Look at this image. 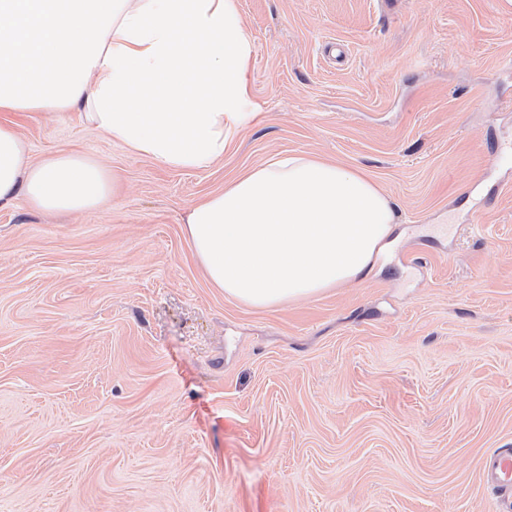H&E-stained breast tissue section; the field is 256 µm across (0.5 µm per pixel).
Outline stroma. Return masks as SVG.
<instances>
[{
	"label": "stroma",
	"mask_w": 512,
	"mask_h": 512,
	"mask_svg": "<svg viewBox=\"0 0 512 512\" xmlns=\"http://www.w3.org/2000/svg\"><path fill=\"white\" fill-rule=\"evenodd\" d=\"M257 116L175 170L77 113L30 162L110 170L84 214L0 209V512H499L512 448V7L239 0ZM275 154L364 170L394 242L366 278L225 297L189 208ZM485 475L496 491L512 488V448L495 452L485 464Z\"/></svg>",
	"instance_id": "obj_1"
}]
</instances>
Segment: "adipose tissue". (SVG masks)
Segmentation results:
<instances>
[{"instance_id":"obj_1","label":"adipose tissue","mask_w":512,"mask_h":512,"mask_svg":"<svg viewBox=\"0 0 512 512\" xmlns=\"http://www.w3.org/2000/svg\"><path fill=\"white\" fill-rule=\"evenodd\" d=\"M253 55L238 0H0V112L76 111L135 153L195 169L255 117ZM113 190L85 155L27 165L0 123V207L86 212ZM394 226L358 169L278 155L192 207L184 231L213 287L265 309L365 278Z\"/></svg>"}]
</instances>
